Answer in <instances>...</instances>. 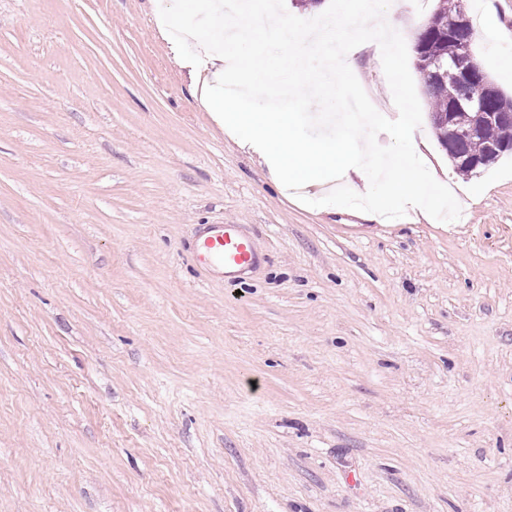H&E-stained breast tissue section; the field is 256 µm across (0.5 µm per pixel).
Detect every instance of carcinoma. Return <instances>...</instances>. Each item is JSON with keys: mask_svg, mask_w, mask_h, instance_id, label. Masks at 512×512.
I'll return each mask as SVG.
<instances>
[{"mask_svg": "<svg viewBox=\"0 0 512 512\" xmlns=\"http://www.w3.org/2000/svg\"><path fill=\"white\" fill-rule=\"evenodd\" d=\"M461 9V0H439L434 18L449 19L457 15ZM418 41L421 51L416 66L430 95L432 113H446L453 102L478 93L482 80L486 77L481 69L478 70L475 80L468 84L449 81L441 83L431 79V72L436 69L437 63L448 62V57L454 53L457 45L440 40L431 26L421 30ZM493 147L503 148L506 153L512 154V121L489 123L476 137L458 140L453 145L455 152L476 160L485 158Z\"/></svg>", "mask_w": 512, "mask_h": 512, "instance_id": "obj_1", "label": "carcinoma"}]
</instances>
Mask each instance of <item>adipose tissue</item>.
<instances>
[{
	"instance_id": "adipose-tissue-1",
	"label": "adipose tissue",
	"mask_w": 512,
	"mask_h": 512,
	"mask_svg": "<svg viewBox=\"0 0 512 512\" xmlns=\"http://www.w3.org/2000/svg\"><path fill=\"white\" fill-rule=\"evenodd\" d=\"M355 16L365 31L342 44L337 60L341 71H352L355 58L377 46L385 33V12L358 8ZM158 26L181 66L199 88L201 98L225 132L264 159L272 176L291 189H316L325 209L356 206L367 200L380 215L413 207L429 213L443 206L432 189V179L416 159V145L400 141L389 167L366 162L357 144L348 139L326 138L316 143L299 139L287 110L254 107L253 97L267 91L281 73L282 61L272 63L240 52L243 37L230 44L206 42L189 45L190 30L175 23L171 11H162Z\"/></svg>"
}]
</instances>
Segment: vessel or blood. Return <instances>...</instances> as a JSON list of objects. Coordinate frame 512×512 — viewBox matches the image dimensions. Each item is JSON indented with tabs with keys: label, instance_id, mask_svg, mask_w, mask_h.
<instances>
[{
	"label": "vessel or blood",
	"instance_id": "obj_1",
	"mask_svg": "<svg viewBox=\"0 0 512 512\" xmlns=\"http://www.w3.org/2000/svg\"><path fill=\"white\" fill-rule=\"evenodd\" d=\"M203 241L195 246L197 261L206 268L217 269L225 276L253 269L259 255L253 240L237 224H211L204 227Z\"/></svg>",
	"mask_w": 512,
	"mask_h": 512
}]
</instances>
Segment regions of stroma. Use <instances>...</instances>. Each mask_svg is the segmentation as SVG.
Returning a JSON list of instances; mask_svg holds the SVG:
<instances>
[{
    "mask_svg": "<svg viewBox=\"0 0 512 512\" xmlns=\"http://www.w3.org/2000/svg\"><path fill=\"white\" fill-rule=\"evenodd\" d=\"M501 82L512 0H464ZM206 0H167L198 40ZM437 0H396L407 48ZM157 0H0V512H512V156L456 223L281 190L173 58ZM356 78L388 119L382 58ZM261 263L195 265L198 225Z\"/></svg>",
    "mask_w": 512,
    "mask_h": 512,
    "instance_id": "1",
    "label": "stroma"
}]
</instances>
